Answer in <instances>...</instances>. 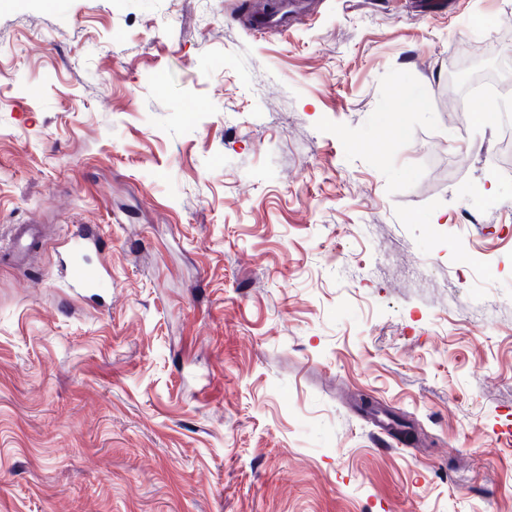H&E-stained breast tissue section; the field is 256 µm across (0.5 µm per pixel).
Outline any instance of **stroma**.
Masks as SVG:
<instances>
[{"label":"stroma","instance_id":"1","mask_svg":"<svg viewBox=\"0 0 512 512\" xmlns=\"http://www.w3.org/2000/svg\"><path fill=\"white\" fill-rule=\"evenodd\" d=\"M447 2L0 0V512H512V0ZM34 224H19L16 228V235L11 251L13 261L21 260L24 255L32 250L39 242L38 236L34 232ZM59 263L65 272V285L72 293L88 299L101 298L96 289L111 279L103 265L85 262L88 253L97 251L99 236L91 230H80L63 239Z\"/></svg>","mask_w":512,"mask_h":512}]
</instances>
